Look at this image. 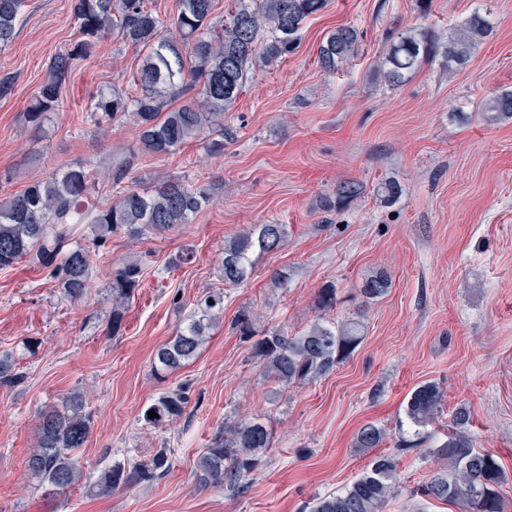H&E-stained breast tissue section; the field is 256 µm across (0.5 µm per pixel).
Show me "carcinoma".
Masks as SVG:
<instances>
[{"label":"carcinoma","mask_w":512,"mask_h":512,"mask_svg":"<svg viewBox=\"0 0 512 512\" xmlns=\"http://www.w3.org/2000/svg\"><path fill=\"white\" fill-rule=\"evenodd\" d=\"M216 0H177L173 34L153 8V0H70L71 18L78 37L52 55L46 78L27 112L29 122L41 128L59 111L62 87L80 61L90 59L105 37L142 52L133 85L100 86L87 100L86 120L104 131L113 123L130 122L137 141L114 153L103 166L105 176L84 161L39 178L23 191L0 197V269L24 260L36 265L53 283L62 298L80 301L96 276L92 252L109 236L137 238L147 233L170 232L190 223L211 200L212 189L184 177L155 183L144 190L134 180L138 160L167 156L186 144L202 142L212 155L224 153V139L231 136L224 125L252 72L294 52L302 40V24L321 11L326 0H232L224 16L215 15ZM28 0H0V50L11 45L24 22ZM494 32L487 13L474 11L448 40L425 28L391 32L385 38L386 52L379 63L384 81L403 86L425 60L439 59L449 70L465 65L473 51ZM362 41V32L349 25L336 27L322 40L318 64L328 73L350 65ZM485 117L494 121L512 118V91H502L489 100ZM362 186L344 182L324 207L353 201ZM112 197L108 206L102 195ZM401 185L381 184L377 195L386 204L395 203ZM288 232L284 224L270 222L244 230L224 244L221 269L224 283L249 282L256 256L279 250ZM141 260H130L111 270L103 288L112 298V334H118L129 303L144 280ZM392 280L381 271L362 288L366 299L385 295ZM224 296L204 298L200 314L192 316L175 336L155 353L152 371L165 378L197 358L214 321L223 311ZM234 330L249 343L250 353L282 387L307 383L325 375L347 359L364 334L360 317L337 324L316 322L300 336L283 329L255 333L251 319L235 320ZM25 378L9 354H0V384L11 385ZM443 394L434 382L411 392L406 419L415 446L428 437L426 429L439 418ZM181 389L166 391L143 412V421L159 427L177 421L185 410ZM158 414L149 418L148 412ZM467 422L457 413L447 439L429 454L442 464L431 470L414 494L454 505L458 512H505L500 489L504 472L494 455L476 449L475 438L460 430ZM90 427L84 395L67 397L61 407L43 411L35 446L28 458L29 473L55 493L87 481V490L108 495L120 487L158 476L169 465L161 450L151 459L130 467L114 462L95 476L83 475L82 448ZM387 433L375 424L359 429L355 446L377 448ZM272 429L263 415L254 414L226 423L212 444L198 458L196 473L203 487L224 488L237 493L271 447ZM396 462L390 455L375 457L350 486L314 499L310 512H384L396 494Z\"/></svg>","instance_id":"obj_1"}]
</instances>
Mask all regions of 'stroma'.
<instances>
[{"instance_id": "35a3bbf8", "label": "stroma", "mask_w": 512, "mask_h": 512, "mask_svg": "<svg viewBox=\"0 0 512 512\" xmlns=\"http://www.w3.org/2000/svg\"><path fill=\"white\" fill-rule=\"evenodd\" d=\"M478 7L489 11L494 34L462 69L450 73L430 60L397 89L380 78L389 31L446 35ZM340 25L358 28L362 47L347 69L328 74L317 49ZM76 36L70 0H29L15 40L0 50V74L15 76L13 95L0 99L2 192L78 160L104 161L137 138L130 124L104 133L82 121L89 95L108 82L127 86L137 66L136 50L109 38L73 70L51 122H27L49 57ZM504 90H512V0H430L425 11L418 0H326L294 53L253 72L229 114L223 155L192 143L141 158L134 176L142 186L186 176L214 187V201L190 224L110 238L94 255L100 277L79 302L61 300L36 267L0 270V352L25 372L21 383L0 385V512H303L381 453L394 457L400 479L386 512H457L415 496L434 460L419 448L397 450L392 439L411 392L427 381L445 394L429 445L443 442L455 413L466 411L468 434L504 468L512 512V119L490 124L483 116L486 101ZM385 180L403 189L391 206L374 195ZM343 181L363 184V195L324 211L322 198ZM268 222L287 225L284 246L259 256L247 284H225V241ZM185 250L195 261L173 266ZM133 255L148 269L116 334L101 277ZM376 269L388 271L393 286L367 303L360 288ZM329 284L339 302L325 311L316 297ZM216 292L223 316L198 358L158 379L157 347ZM361 303L365 330L353 354L283 391L233 328L246 313L256 331L294 335L318 319L354 316ZM181 386L182 417L145 425L144 409ZM74 391L89 397L92 412L80 450L85 472L132 465L160 448L168 471L108 496L51 494L32 481L25 460L40 413ZM254 413L264 414L273 442L245 487L233 495L200 487L195 463L216 431ZM369 423L388 437L363 451L355 439Z\"/></svg>"}]
</instances>
